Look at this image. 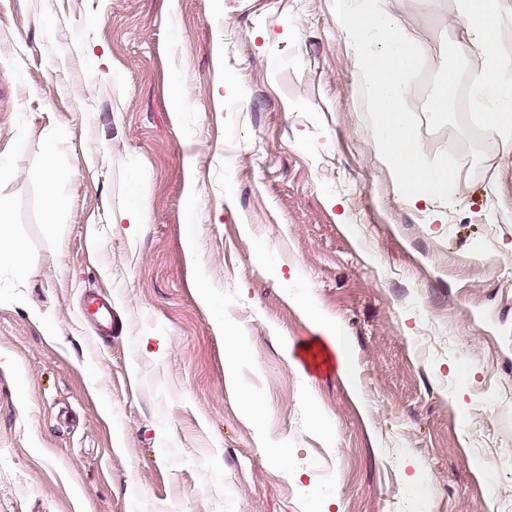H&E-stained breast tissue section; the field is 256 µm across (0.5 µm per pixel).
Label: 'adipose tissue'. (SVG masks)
Instances as JSON below:
<instances>
[{"mask_svg": "<svg viewBox=\"0 0 512 512\" xmlns=\"http://www.w3.org/2000/svg\"><path fill=\"white\" fill-rule=\"evenodd\" d=\"M455 23L465 33L463 52L480 56L483 71L474 83L471 106L487 117L504 157L512 156V63L495 51L502 41L512 38V14L501 0H457Z\"/></svg>", "mask_w": 512, "mask_h": 512, "instance_id": "obj_1", "label": "adipose tissue"}]
</instances>
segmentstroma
Segmentation results:
<instances>
[{
    "label": "stroma",
    "mask_w": 512,
    "mask_h": 512,
    "mask_svg": "<svg viewBox=\"0 0 512 512\" xmlns=\"http://www.w3.org/2000/svg\"><path fill=\"white\" fill-rule=\"evenodd\" d=\"M455 11L401 0L430 159ZM359 84L332 0H0V512H512V161L404 203ZM22 248L14 239L12 224L0 211V265L8 262L16 267H21ZM303 307L313 323L314 329L321 334L338 361L343 365L350 357L344 327L337 320L324 315L309 302H303Z\"/></svg>",
    "instance_id": "stroma-1"
}]
</instances>
